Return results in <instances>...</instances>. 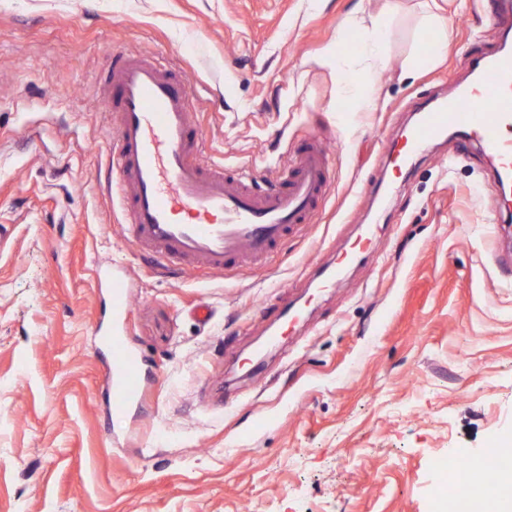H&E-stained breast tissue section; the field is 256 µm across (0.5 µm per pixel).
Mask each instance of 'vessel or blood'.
Listing matches in <instances>:
<instances>
[{"mask_svg": "<svg viewBox=\"0 0 512 512\" xmlns=\"http://www.w3.org/2000/svg\"><path fill=\"white\" fill-rule=\"evenodd\" d=\"M104 102L127 238L133 249L174 270L221 275L266 265L289 235L307 230L333 178L322 140L307 136L266 182L205 161L207 138L189 103L187 81L149 55L118 50ZM465 130L512 175V53L487 59L477 84L425 112L390 153L397 169L448 127ZM107 349L113 410L142 401V362L113 330Z\"/></svg>", "mask_w": 512, "mask_h": 512, "instance_id": "1", "label": "vessel or blood"}]
</instances>
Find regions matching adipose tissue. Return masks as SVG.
I'll return each mask as SVG.
<instances>
[{
    "mask_svg": "<svg viewBox=\"0 0 512 512\" xmlns=\"http://www.w3.org/2000/svg\"><path fill=\"white\" fill-rule=\"evenodd\" d=\"M348 29L357 31L356 53L365 63V70L353 67L348 57L339 51H329L324 55L325 60L336 69L338 93L340 98L349 100L354 111L365 112L376 105V98L364 86V76L376 73L386 66L385 45L389 33V20L387 17L377 19L372 29H359L356 18H348Z\"/></svg>",
    "mask_w": 512,
    "mask_h": 512,
    "instance_id": "obj_1",
    "label": "adipose tissue"
}]
</instances>
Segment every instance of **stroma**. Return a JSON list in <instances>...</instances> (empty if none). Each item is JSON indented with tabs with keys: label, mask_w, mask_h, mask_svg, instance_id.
<instances>
[{
	"label": "stroma",
	"mask_w": 512,
	"mask_h": 512,
	"mask_svg": "<svg viewBox=\"0 0 512 512\" xmlns=\"http://www.w3.org/2000/svg\"><path fill=\"white\" fill-rule=\"evenodd\" d=\"M448 53L423 0H0V512H434L438 456L512 446V215L496 162L440 136L399 177L386 153L448 97L503 27L453 0ZM386 10L371 112L341 111L321 63L357 16ZM155 55L191 86L207 158L273 175L324 139L335 190L267 266L161 271L101 189L113 50ZM375 227L336 288L314 269ZM128 278L122 323L100 264ZM304 304L299 330L249 369L273 328L259 304ZM209 305V323L190 314ZM122 326L145 399L109 412L103 340ZM432 5H427L425 14V24L433 28L437 33L441 34L440 38L434 39V46L431 53L427 57L421 58L416 62L417 66H426L433 64L447 49L448 46V19L439 13L442 7L437 4V0H431Z\"/></svg>",
	"instance_id": "1"
}]
</instances>
